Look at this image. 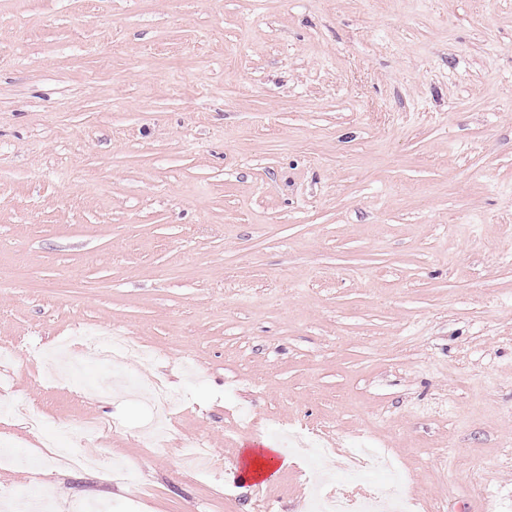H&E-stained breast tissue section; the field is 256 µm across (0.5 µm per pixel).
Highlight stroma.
I'll return each mask as SVG.
<instances>
[{
	"mask_svg": "<svg viewBox=\"0 0 512 512\" xmlns=\"http://www.w3.org/2000/svg\"><path fill=\"white\" fill-rule=\"evenodd\" d=\"M114 331L157 360L75 340ZM1 344L4 504L308 512L398 475L512 512V0H0ZM132 378L183 401L163 446ZM297 428L329 453L239 481ZM364 446L396 474L350 483ZM265 448H244L240 463L239 478L242 482H253L273 474L277 468L288 466L289 460L274 445L264 444Z\"/></svg>",
	"mask_w": 512,
	"mask_h": 512,
	"instance_id": "35a3bbf8",
	"label": "stroma"
}]
</instances>
